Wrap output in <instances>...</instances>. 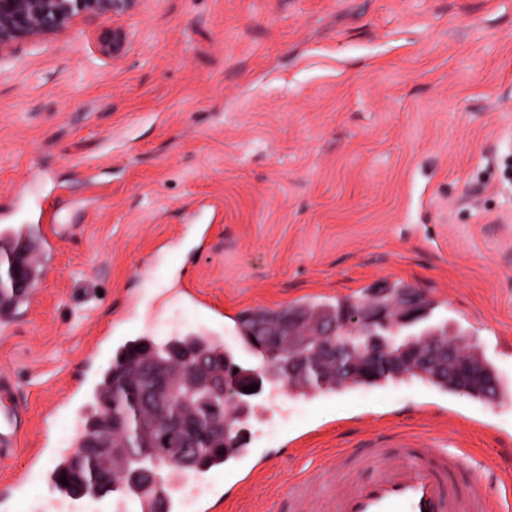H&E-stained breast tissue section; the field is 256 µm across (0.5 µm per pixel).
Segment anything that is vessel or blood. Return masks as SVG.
I'll list each match as a JSON object with an SVG mask.
<instances>
[{
	"label": "vessel or blood",
	"mask_w": 512,
	"mask_h": 512,
	"mask_svg": "<svg viewBox=\"0 0 512 512\" xmlns=\"http://www.w3.org/2000/svg\"><path fill=\"white\" fill-rule=\"evenodd\" d=\"M58 211L40 207L34 224L0 226V244L20 249V262L26 263L37 280L44 279L48 261L57 249ZM38 239L40 249L29 251V239ZM37 290L35 283L11 293L0 301V310L15 314L31 303ZM22 422L16 412L0 411V455H11L17 445ZM251 451L237 448L228 455L213 459L212 473L227 475L232 487L242 488L256 477L250 464ZM463 460L461 453L444 449L440 439L426 448L419 447L405 433L390 435L370 433L358 447L339 451L333 458L331 472L336 494L330 506H315V477L290 483L286 497L288 512H490L488 495L480 485H458ZM189 478L177 467L162 473L157 480L160 499L167 512H179V493ZM82 497L73 488L54 489L41 512H72Z\"/></svg>",
	"instance_id": "b4317fda"
}]
</instances>
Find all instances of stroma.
I'll list each match as a JSON object with an SVG mask.
<instances>
[{"mask_svg": "<svg viewBox=\"0 0 512 512\" xmlns=\"http://www.w3.org/2000/svg\"><path fill=\"white\" fill-rule=\"evenodd\" d=\"M512 0H141L77 18L0 65V213L57 204L64 236L37 303L0 321V378L26 433L0 460V512L49 496L72 406L112 363L89 340L210 330L306 297L401 280L435 304L424 325L465 330L512 391ZM206 249L195 255L198 229ZM193 286L208 307L179 294ZM258 452L288 451L221 512H279L298 474L363 430L460 445L496 512H512V399L419 380L255 399ZM33 468L29 496L14 476Z\"/></svg>", "mask_w": 512, "mask_h": 512, "instance_id": "35a3bbf8", "label": "stroma"}]
</instances>
